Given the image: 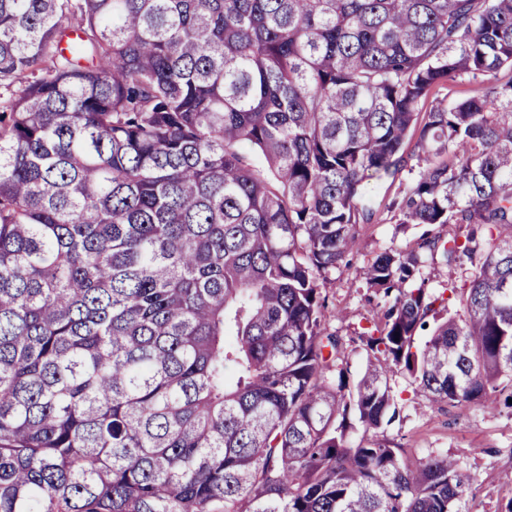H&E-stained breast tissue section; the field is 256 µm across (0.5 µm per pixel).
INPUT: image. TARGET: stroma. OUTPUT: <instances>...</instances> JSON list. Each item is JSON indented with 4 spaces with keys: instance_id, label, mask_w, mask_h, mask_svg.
Instances as JSON below:
<instances>
[{
    "instance_id": "obj_1",
    "label": "stroma",
    "mask_w": 512,
    "mask_h": 512,
    "mask_svg": "<svg viewBox=\"0 0 512 512\" xmlns=\"http://www.w3.org/2000/svg\"><path fill=\"white\" fill-rule=\"evenodd\" d=\"M418 175V170L405 168L366 182V191L376 203L375 222L363 228L348 266L331 276L322 290L336 313L327 325L342 337L354 378L368 363L358 334L372 321L377 302L363 272L382 250L411 249L422 234V225L395 223L388 210L390 204L401 201ZM391 385L403 408L399 419L385 428L384 438L404 444L414 461L431 453L455 458L471 480L464 512H512V409L502 406L488 411L473 406L441 412L414 394L407 376L396 375Z\"/></svg>"
}]
</instances>
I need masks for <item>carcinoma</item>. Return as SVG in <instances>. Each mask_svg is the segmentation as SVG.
Returning a JSON list of instances; mask_svg holds the SVG:
<instances>
[{"label": "carcinoma", "instance_id": "cac0c4a2", "mask_svg": "<svg viewBox=\"0 0 512 512\" xmlns=\"http://www.w3.org/2000/svg\"><path fill=\"white\" fill-rule=\"evenodd\" d=\"M504 67L512 0H0V512H461L377 434L512 399V81L422 111ZM415 159L458 233L367 267L350 386L322 288ZM487 84L484 82L473 81L469 77H460L455 81L434 86L422 106V111L427 112L440 102L446 104L454 101H461L482 94L483 88ZM423 276L429 279L430 286L441 288V285H455L461 287L466 281L467 274L460 270L449 269L438 265H431L423 269Z\"/></svg>", "mask_w": 512, "mask_h": 512}]
</instances>
